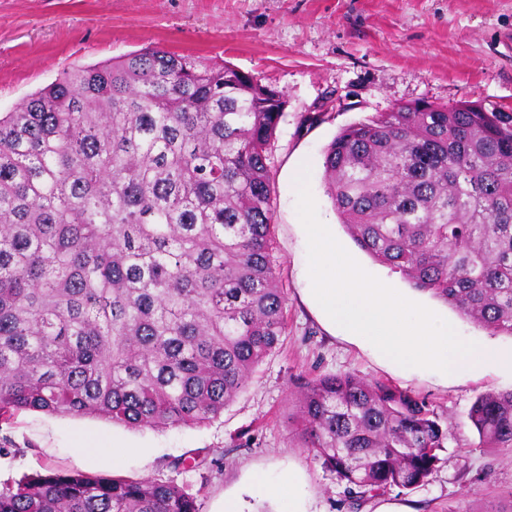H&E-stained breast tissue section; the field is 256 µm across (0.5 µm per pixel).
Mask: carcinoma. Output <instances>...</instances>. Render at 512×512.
Masks as SVG:
<instances>
[{"label":"carcinoma","mask_w":512,"mask_h":512,"mask_svg":"<svg viewBox=\"0 0 512 512\" xmlns=\"http://www.w3.org/2000/svg\"><path fill=\"white\" fill-rule=\"evenodd\" d=\"M283 92L148 45L0 113V421L131 428L219 417L274 351L270 147ZM324 186L347 233L414 289L512 336V111L415 102L340 131ZM303 448L361 505L426 485L450 433L423 398L350 372L301 384ZM480 447H512V391L480 395ZM0 512H198L160 477L52 471Z\"/></svg>","instance_id":"carcinoma-1"}]
</instances>
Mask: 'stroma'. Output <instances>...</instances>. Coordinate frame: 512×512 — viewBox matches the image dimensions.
I'll return each instance as SVG.
<instances>
[{
  "label": "stroma",
  "mask_w": 512,
  "mask_h": 512,
  "mask_svg": "<svg viewBox=\"0 0 512 512\" xmlns=\"http://www.w3.org/2000/svg\"><path fill=\"white\" fill-rule=\"evenodd\" d=\"M158 45L203 61L223 60L282 90L285 114L271 148L275 183L273 255L288 298V329L247 387L210 423L132 429L96 417L23 411L0 423V485L47 467L68 472L159 476L183 486L199 512H219L225 493L243 512H276L247 494L251 473L301 477L308 512H512V448H479L468 420L476 398L512 389L495 369L446 380L386 365L367 348L332 335L310 306L307 242L295 177L310 166L320 220L370 274L455 324L460 336H512L460 317L431 294L361 251L322 182L324 151L344 128L424 101L512 107V0H0V112L65 72ZM321 113L308 123V113ZM352 372L425 398L451 436L427 485L393 488L353 509L345 485L325 471L294 432L299 377ZM142 447L119 466L114 445ZM188 468H171L176 458Z\"/></svg>",
  "instance_id": "1"
}]
</instances>
